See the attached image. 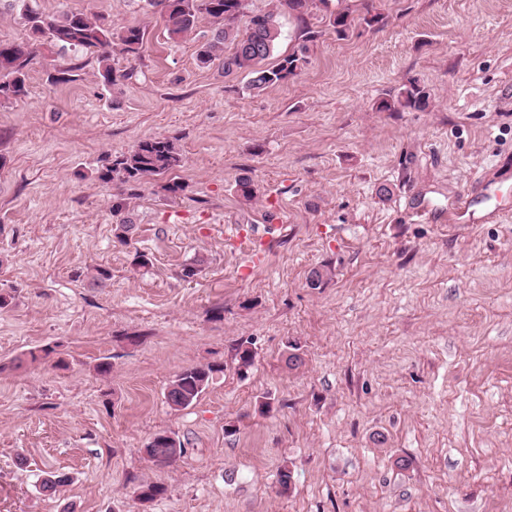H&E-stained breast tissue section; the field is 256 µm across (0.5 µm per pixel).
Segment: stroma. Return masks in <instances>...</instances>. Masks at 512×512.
I'll list each match as a JSON object with an SVG mask.
<instances>
[{
	"mask_svg": "<svg viewBox=\"0 0 512 512\" xmlns=\"http://www.w3.org/2000/svg\"><path fill=\"white\" fill-rule=\"evenodd\" d=\"M34 6L137 24L145 49L108 86L41 46L0 102V512H512V0H373L384 24L345 40L325 7L283 15L274 57L311 29V63L259 93L199 66L216 22L172 40L145 0ZM412 79L424 109L376 111ZM152 137L179 166L98 179ZM163 430L172 464L143 453ZM216 371L213 366L209 365L183 369L171 382L165 393L167 403L171 407H189L206 390Z\"/></svg>",
	"mask_w": 512,
	"mask_h": 512,
	"instance_id": "stroma-1",
	"label": "stroma"
}]
</instances>
